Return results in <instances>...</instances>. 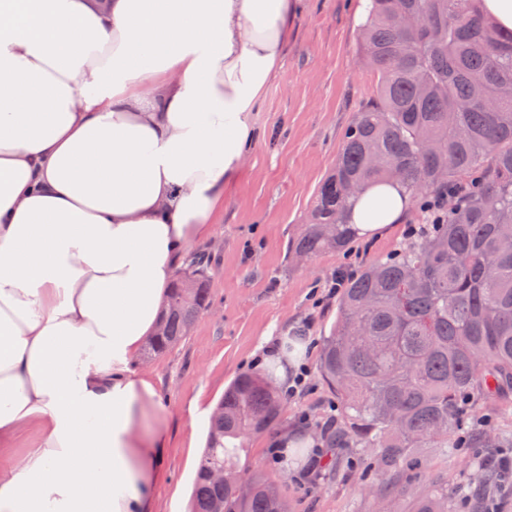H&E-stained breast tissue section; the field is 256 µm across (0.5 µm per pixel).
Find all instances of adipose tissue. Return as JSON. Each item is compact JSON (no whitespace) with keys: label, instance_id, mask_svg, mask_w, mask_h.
<instances>
[{"label":"adipose tissue","instance_id":"obj_1","mask_svg":"<svg viewBox=\"0 0 512 512\" xmlns=\"http://www.w3.org/2000/svg\"><path fill=\"white\" fill-rule=\"evenodd\" d=\"M295 0H0V512H157L171 415L138 365L258 130ZM377 184L359 235L400 223ZM37 440V429L34 426H29L22 430L12 441L11 449L5 452L3 449L0 452L1 466L14 465L28 448H34Z\"/></svg>","mask_w":512,"mask_h":512}]
</instances>
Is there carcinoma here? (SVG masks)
Returning a JSON list of instances; mask_svg holds the SVG:
<instances>
[{"label": "carcinoma", "mask_w": 512, "mask_h": 512, "mask_svg": "<svg viewBox=\"0 0 512 512\" xmlns=\"http://www.w3.org/2000/svg\"><path fill=\"white\" fill-rule=\"evenodd\" d=\"M362 60L377 92L344 132L309 224L288 243L295 257L346 249L351 183L398 181L413 196L468 181L422 239L365 267L342 288L336 326L322 340L319 372L343 407L321 426L326 448H376L396 475L418 470L417 448H452L463 399L512 396V32L477 0H369ZM210 304L200 257L178 272L148 347L179 344ZM284 403L262 377L243 373L224 391L197 464L193 512H287L265 476L247 474L240 497L209 478L234 467L244 438L277 422ZM472 448H501L486 432ZM412 512H452L437 480Z\"/></svg>", "instance_id": "cac0c4a2"}]
</instances>
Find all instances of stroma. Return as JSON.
Listing matches in <instances>:
<instances>
[{
    "label": "stroma",
    "instance_id": "obj_1",
    "mask_svg": "<svg viewBox=\"0 0 512 512\" xmlns=\"http://www.w3.org/2000/svg\"><path fill=\"white\" fill-rule=\"evenodd\" d=\"M288 45L274 81L254 113L259 138L237 182L224 194V216L211 242H199L211 284V309L192 333L146 365L157 378L172 414L173 444L158 486L159 512H189L195 468L207 424L192 419L194 399L217 404L241 373L255 372L267 337L293 327L306 334L304 361L308 387L286 398L280 424L320 439V423L334 416L335 392L318 371L321 341L336 324L338 298L327 287L343 267L361 270L385 258L406 241V227L420 223L412 205L405 223L381 236L356 239L344 252L299 261L288 252L316 204L317 191L336 162L342 136L356 112L376 94L377 77L359 57L363 21L361 0H298ZM483 430L512 440V402L482 399L453 434L454 448L424 449L412 478L393 480L373 448H336V473L304 480L314 449L292 454L289 464L270 458L271 433L245 442L241 472L264 470L279 485L289 512H373L375 494L391 497L396 512H411L414 501L435 478L448 482L455 512H473L475 499H492L512 512V485L480 489L479 459L464 445Z\"/></svg>",
    "mask_w": 512,
    "mask_h": 512
}]
</instances>
